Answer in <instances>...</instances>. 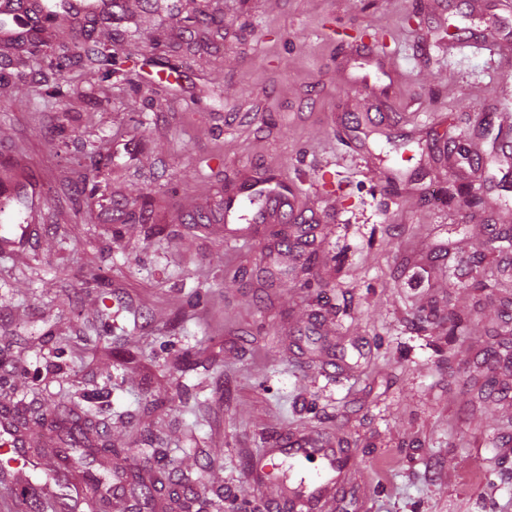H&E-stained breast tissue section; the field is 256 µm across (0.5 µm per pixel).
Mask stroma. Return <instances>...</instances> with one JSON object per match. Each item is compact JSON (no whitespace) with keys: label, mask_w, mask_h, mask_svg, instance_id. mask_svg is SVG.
Here are the masks:
<instances>
[{"label":"stroma","mask_w":512,"mask_h":512,"mask_svg":"<svg viewBox=\"0 0 512 512\" xmlns=\"http://www.w3.org/2000/svg\"><path fill=\"white\" fill-rule=\"evenodd\" d=\"M496 2L207 0L224 24L191 33L127 24L131 2L90 24L129 61L107 78L0 46V196L28 205L0 214V404L37 461L20 482L93 415L121 467L193 478L195 500L144 512H271L296 480L251 471L300 433L348 450L331 512H512V376L483 363L512 339V69L448 57L484 26L512 46ZM364 43L388 74L356 83ZM252 177L298 192L312 236L225 230Z\"/></svg>","instance_id":"obj_1"}]
</instances>
